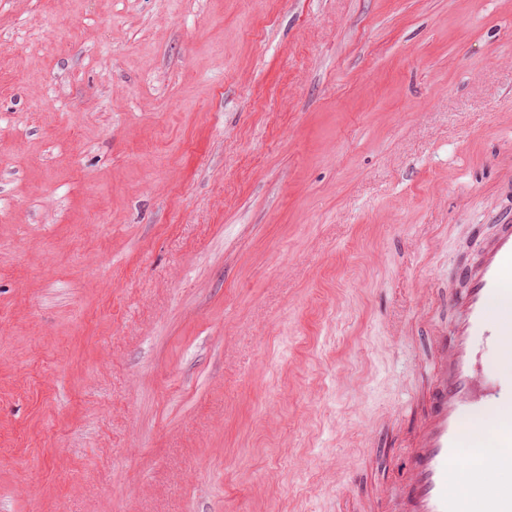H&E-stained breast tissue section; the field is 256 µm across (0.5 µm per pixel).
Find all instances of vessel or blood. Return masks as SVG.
Segmentation results:
<instances>
[{
    "label": "vessel or blood",
    "instance_id": "vessel-or-blood-1",
    "mask_svg": "<svg viewBox=\"0 0 512 512\" xmlns=\"http://www.w3.org/2000/svg\"><path fill=\"white\" fill-rule=\"evenodd\" d=\"M510 276L512 215L501 219L477 262L462 271L465 286L449 296L447 319H434L425 308L417 313L431 348L415 366L424 383L413 402L423 410L397 450L403 461L400 477L375 482L357 512H461L450 487L460 469L471 474L480 495L479 512H512L511 492L486 491L498 480L496 465L468 456V449L484 446L485 437L466 421L476 414L491 423L512 409V382L495 383L477 357L482 339L512 355V318L492 308L493 302H504L503 285Z\"/></svg>",
    "mask_w": 512,
    "mask_h": 512
}]
</instances>
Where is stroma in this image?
Returning a JSON list of instances; mask_svg holds the SVG:
<instances>
[{
	"label": "stroma",
	"mask_w": 512,
	"mask_h": 512,
	"mask_svg": "<svg viewBox=\"0 0 512 512\" xmlns=\"http://www.w3.org/2000/svg\"><path fill=\"white\" fill-rule=\"evenodd\" d=\"M512 211V0H0V512H336Z\"/></svg>",
	"instance_id": "35a3bbf8"
}]
</instances>
